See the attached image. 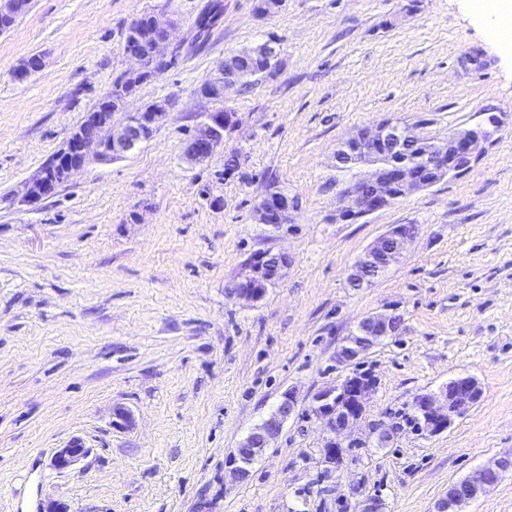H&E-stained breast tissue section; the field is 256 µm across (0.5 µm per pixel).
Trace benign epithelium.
Instances as JSON below:
<instances>
[{"label":"benign epithelium","mask_w":512,"mask_h":512,"mask_svg":"<svg viewBox=\"0 0 512 512\" xmlns=\"http://www.w3.org/2000/svg\"><path fill=\"white\" fill-rule=\"evenodd\" d=\"M160 28L151 45V56L162 61L163 48L169 40L174 21L165 16L156 17ZM125 54L136 63L129 71L135 76L143 69L145 55L138 39L130 38L124 47ZM256 53L270 62L275 49L264 43L252 49L241 51L224 59L211 80L214 87L229 90L236 85L233 78L235 59ZM167 117L165 104L159 102L142 112L130 115L126 122L116 128L106 112H88L85 125L88 131L75 129L61 148L36 176L23 184L20 203L34 205L51 195L64 182L79 173L91 160L107 161L117 159L134 150L141 142L151 138L156 127ZM491 127L471 126L448 134L445 140L427 138L420 134L419 125L404 122L397 124L383 120L371 127L360 130L354 137L342 144L336 152V162L346 166L365 168V174L342 191L346 206L340 208L336 219L357 221L381 209L389 207L397 199L408 197L442 181L448 176L464 174L471 164L480 157L501 121L492 116ZM235 126L232 114L208 112L200 116L193 135L186 142L184 155L191 161H206L214 149L224 142V131ZM414 151L422 161L423 168L430 175L425 180L415 168L396 165L393 157ZM295 208V202L282 192L267 193L255 210L261 224H286L288 213ZM415 228L411 224L391 227L378 237L358 256L350 274L348 284L364 282L367 276L383 274L402 255L412 241ZM260 265L268 276L264 287L238 284L233 292L238 298L256 302L265 293V287L281 281L288 266L287 257L279 252L265 251L259 256ZM396 315L372 313L362 319L356 330L347 336L339 351L340 362L355 360L368 353L377 343L394 332ZM369 394V388L362 385L328 388L318 392L315 400L324 413L326 426L344 435L357 422ZM481 388L472 377H457L448 381L439 393L424 395L420 399V410L426 429L431 433L445 430L451 422L465 416L479 401ZM294 392L284 393L276 406L274 418L256 425L241 441L230 464L228 475L234 482H243L250 476V468L270 443L278 437L284 423L295 409ZM87 453L78 440L58 448L51 458V466L65 470ZM512 470V457L502 456L491 464L467 477V494H462L455 484L448 485V492L437 505V512H464L469 501L475 499L490 483L503 473Z\"/></svg>","instance_id":"7a95c632"}]
</instances>
